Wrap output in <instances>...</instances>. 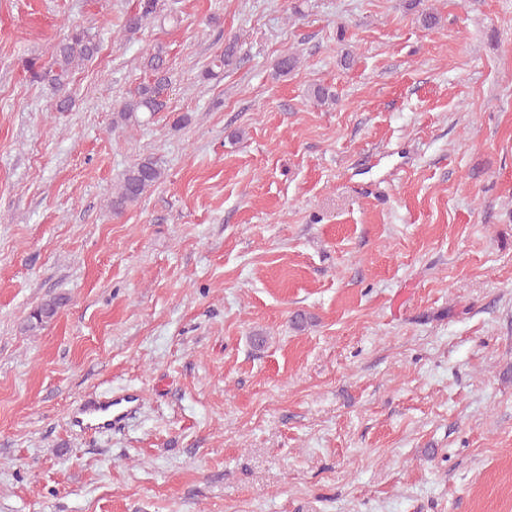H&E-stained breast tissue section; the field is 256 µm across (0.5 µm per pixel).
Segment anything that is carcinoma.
I'll list each match as a JSON object with an SVG mask.
<instances>
[{"label": "carcinoma", "mask_w": 512, "mask_h": 512, "mask_svg": "<svg viewBox=\"0 0 512 512\" xmlns=\"http://www.w3.org/2000/svg\"><path fill=\"white\" fill-rule=\"evenodd\" d=\"M159 0H138L137 8L126 14L121 28L122 36L130 41L143 28L158 17ZM99 52V44L84 29L73 26L56 43L51 62L39 63L32 59L25 63L32 81L47 85L57 95L55 110L63 112L69 109L71 99L67 88L73 70L91 60ZM238 45L231 41L224 45V52L215 57L201 73L207 81L221 70L231 65L237 58ZM148 81L142 83L136 92L119 106L113 126L133 127L141 123L140 114L163 112L167 108L169 81L166 67V51L161 45L155 47L142 61ZM163 178V171L152 156H143L134 160L122 173L116 190L112 193V213L119 215L128 207L137 204ZM62 305V299L54 298L43 302L29 316L27 328L35 330L53 319Z\"/></svg>", "instance_id": "obj_1"}]
</instances>
